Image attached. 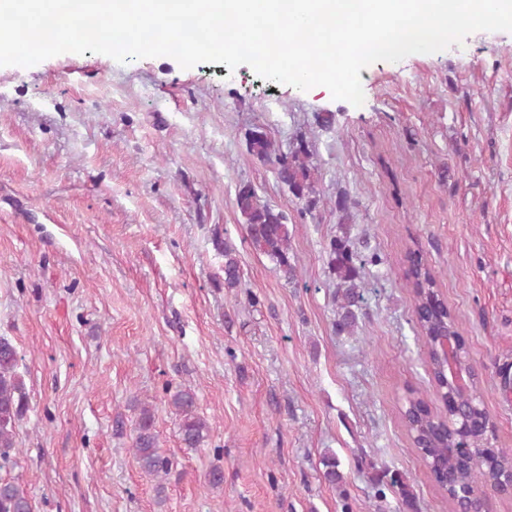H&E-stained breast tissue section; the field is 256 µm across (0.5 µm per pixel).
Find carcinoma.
<instances>
[{
  "label": "carcinoma",
  "instance_id": "obj_1",
  "mask_svg": "<svg viewBox=\"0 0 512 512\" xmlns=\"http://www.w3.org/2000/svg\"><path fill=\"white\" fill-rule=\"evenodd\" d=\"M249 154L260 161H275V173L279 182L286 186L294 198L304 203L305 210L316 208L318 199L314 185V166L306 141L298 139L296 146L287 155H276L274 144L261 126L245 133ZM236 206L243 218L251 245L266 254L275 269L287 280L297 278L296 265L288 252L289 230L287 216L262 201L249 183L239 185ZM341 212L339 234L329 240V271L336 281L337 319L339 333H351L358 323L361 290L365 288L364 269L366 259L354 250L347 231L349 220L345 199L336 201ZM217 249L224 252V287L236 288L241 283L238 260L229 243L215 241ZM406 281L411 288L415 304V315L424 347L425 363L434 385L453 399L456 409L465 412L474 403L481 401L479 381H471L469 390H459L448 382V371L438 353V333H459V323L445 300L437 296L438 275L435 268L411 260L406 270ZM18 352L5 337H0V468L15 464L16 448L14 430L25 411L23 382L17 374ZM171 404L180 417L181 441L187 448H198L204 442L208 425L197 412L196 394L190 389H180L171 396ZM482 421L460 430L461 419L456 427L445 426L443 416L434 414L425 400L415 391H410L402 409V421L413 446L420 453L427 470L435 472L448 467V484L440 485L448 500L453 501L463 489H477L493 474L503 475L512 471V449L485 446V424L491 420L485 410L479 412ZM134 455L140 468L159 477L169 472L170 461L157 450V437L153 429V415L144 407L135 428ZM480 455V460L471 462L470 451ZM321 464L322 476L331 486L342 488L343 473L336 453H324ZM380 486L377 497L385 495L384 487L398 490L402 503L408 508L416 507V500L406 479L399 473L384 472L375 477ZM0 512H33L31 500L22 485L13 481L0 482Z\"/></svg>",
  "mask_w": 512,
  "mask_h": 512
}]
</instances>
